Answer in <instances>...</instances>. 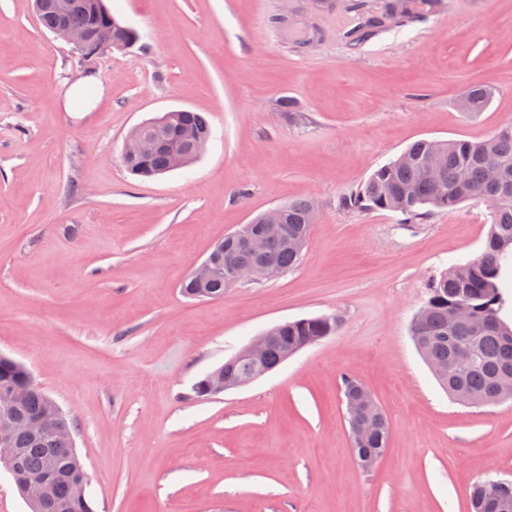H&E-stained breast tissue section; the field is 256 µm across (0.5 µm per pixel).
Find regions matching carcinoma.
I'll list each match as a JSON object with an SVG mask.
<instances>
[{
    "instance_id": "obj_1",
    "label": "carcinoma",
    "mask_w": 512,
    "mask_h": 512,
    "mask_svg": "<svg viewBox=\"0 0 512 512\" xmlns=\"http://www.w3.org/2000/svg\"><path fill=\"white\" fill-rule=\"evenodd\" d=\"M104 0H64L53 3L37 15L43 28L52 31L67 25L91 29L106 24ZM493 92L486 86L468 88L461 99L465 112L485 111ZM134 134L154 140L161 147L149 154L124 162L132 175L150 178L187 166L206 146L211 125L202 112L172 110L142 123ZM406 161H391L371 173L366 183L343 197L340 206L348 211H390L413 224L426 219L433 210H451L469 198L491 203L492 224L479 255L465 264L453 266L429 284L423 306L425 317L413 323L412 336L428 366L443 372L438 381L456 400L466 404L498 403L512 399V325L503 317L512 298V124L479 140L420 139L405 151ZM432 154L443 158V170L432 177L425 160ZM316 205L299 199L284 205V229L268 236L265 257L244 246L232 233L217 241L209 255L238 267H257L264 261L281 270L295 268L302 258L315 223ZM230 287L218 275L200 286L191 276L181 282L182 293L190 298H224ZM459 310L467 311L485 329L475 331L457 325L450 318ZM338 325L329 316L304 318L272 327L275 339L262 359L238 360L237 378H249L261 371L277 368L285 353L314 337L335 335ZM472 351L470 362L448 374V361L458 346ZM30 377L19 361L0 358V390L26 385ZM57 405L44 393L31 388L17 406V415L45 422V433L18 432L13 447L19 449L14 482L30 475L52 470L56 479L39 512H93L86 493L87 476L65 432L71 431L69 419L55 411ZM390 426L386 416L373 422L372 432L360 442L351 436L354 455L364 469L372 468L384 455ZM472 512H512V482H500L499 490L489 491V481L476 483L471 491Z\"/></svg>"
}]
</instances>
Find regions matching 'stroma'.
<instances>
[{
  "label": "stroma",
  "instance_id": "1",
  "mask_svg": "<svg viewBox=\"0 0 512 512\" xmlns=\"http://www.w3.org/2000/svg\"><path fill=\"white\" fill-rule=\"evenodd\" d=\"M106 3L140 39L85 65L31 0H0V354L73 419L95 512H468L475 482L512 481V400H453L411 336L430 281L480 253L489 203L416 224L339 205L416 140L512 123V0H407L415 24L359 42L346 0ZM87 73L102 95L66 111ZM475 85L494 98L473 116ZM182 108L213 128L195 162L129 174V132ZM301 198L319 215L297 267L181 294L217 240ZM322 315L335 335L196 397L255 336ZM347 375L390 421L370 471ZM493 92L486 86H472L468 88L461 99V108L464 112H484L491 104Z\"/></svg>",
  "mask_w": 512,
  "mask_h": 512
}]
</instances>
